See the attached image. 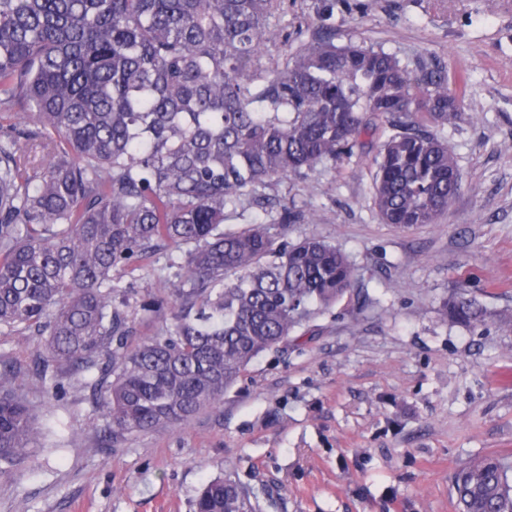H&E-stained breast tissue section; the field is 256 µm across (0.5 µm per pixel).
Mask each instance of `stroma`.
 Instances as JSON below:
<instances>
[{"label":"stroma","mask_w":512,"mask_h":512,"mask_svg":"<svg viewBox=\"0 0 512 512\" xmlns=\"http://www.w3.org/2000/svg\"><path fill=\"white\" fill-rule=\"evenodd\" d=\"M271 25L280 37L267 66L330 34L416 72L466 75L446 132L462 178L454 207L435 224L382 223L371 144L228 206L231 230L290 207V238L322 237L349 255L366 305L356 313L355 295L345 296L178 430L113 443L72 370L58 371L62 392H45L33 344L0 334V366L21 370L42 443L0 477V512H192L218 476L239 480L260 512H455L461 464L512 457V0H285ZM312 212L321 221L308 222ZM174 274L165 249L113 271L138 335L158 327L138 307L145 289ZM461 285L488 321L444 319L441 302Z\"/></svg>","instance_id":"stroma-1"}]
</instances>
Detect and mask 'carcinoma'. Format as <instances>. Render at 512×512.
Wrapping results in <instances>:
<instances>
[{
  "label": "carcinoma",
  "mask_w": 512,
  "mask_h": 512,
  "mask_svg": "<svg viewBox=\"0 0 512 512\" xmlns=\"http://www.w3.org/2000/svg\"><path fill=\"white\" fill-rule=\"evenodd\" d=\"M282 0H0V333L27 336L38 373L72 367L112 442L190 422L223 404L259 355L288 347L357 286L359 268L298 215L224 231L225 209L291 174L354 155L384 123L371 195L382 221L433 224L460 187L441 131L456 94L440 72L315 36L274 67ZM161 247L175 279L148 289L139 339L110 273ZM455 324L487 310L464 290ZM20 372L0 371V475L39 448ZM458 512H512V459L484 456L452 479ZM193 512H258L246 488L213 478Z\"/></svg>",
  "instance_id": "1"
}]
</instances>
